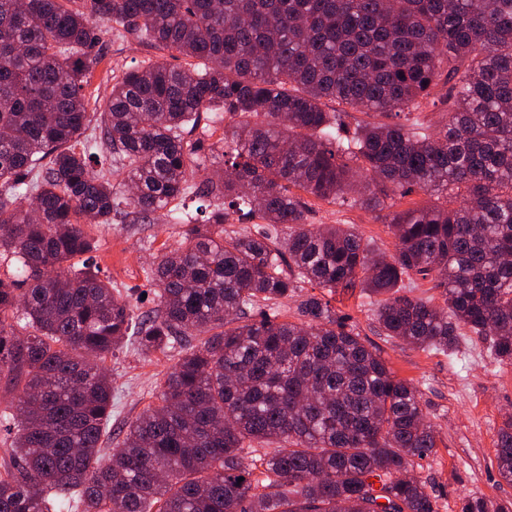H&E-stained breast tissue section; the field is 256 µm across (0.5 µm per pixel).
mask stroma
Wrapping results in <instances>:
<instances>
[{"mask_svg": "<svg viewBox=\"0 0 512 512\" xmlns=\"http://www.w3.org/2000/svg\"><path fill=\"white\" fill-rule=\"evenodd\" d=\"M99 53L103 60L85 90L91 113L104 110L113 83L129 68L157 61L175 67L187 63L183 56L150 47L127 33L103 39ZM230 123V117L214 114L188 134V141L200 146L201 164L211 165L222 152L224 128ZM311 205L308 223L355 225L370 248L394 253V235L375 212L350 199H315ZM180 232L172 222L115 224L95 230L96 259L103 277L132 304L144 310L154 307L155 285L148 273L162 250L177 247ZM298 293L330 297L337 312L349 316L365 345L381 354L397 378L421 392L437 444L430 457L415 463L414 473L436 497L439 512H459L461 498L469 494L495 505L512 502V483L500 478L496 464L497 431L504 416L512 414V365L497 362L486 344L470 335L460 337L459 353L454 357L384 336L369 298L360 292L330 296L305 282ZM174 363L171 355L147 356L129 342L107 358L105 365L112 375L113 436H122L144 409L156 404V386Z\"/></svg>", "mask_w": 512, "mask_h": 512, "instance_id": "35a3bbf8", "label": "stroma"}]
</instances>
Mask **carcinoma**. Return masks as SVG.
Segmentation results:
<instances>
[{"label":"carcinoma","instance_id":"1","mask_svg":"<svg viewBox=\"0 0 512 512\" xmlns=\"http://www.w3.org/2000/svg\"><path fill=\"white\" fill-rule=\"evenodd\" d=\"M122 31L188 66L126 71L99 113L105 148L78 152L95 44ZM440 84L435 132L391 121ZM328 101L376 120L351 133ZM215 111L235 119L225 170L195 183L186 128ZM189 188L218 204L153 263L141 312L86 226L149 222ZM414 190L443 202L392 215L389 258L351 224L306 223L307 196L382 211ZM230 208L275 235H224ZM2 265L0 369L19 396L0 413V512H438L410 473L436 448L417 387L327 301L300 300L296 322L254 309L300 281L358 288L389 337L451 353L466 328L512 364V0H0ZM417 276L444 306L409 295ZM127 339L180 357L104 455L105 361ZM262 443L277 448L255 479ZM497 469L512 482V416Z\"/></svg>","mask_w":512,"mask_h":512}]
</instances>
